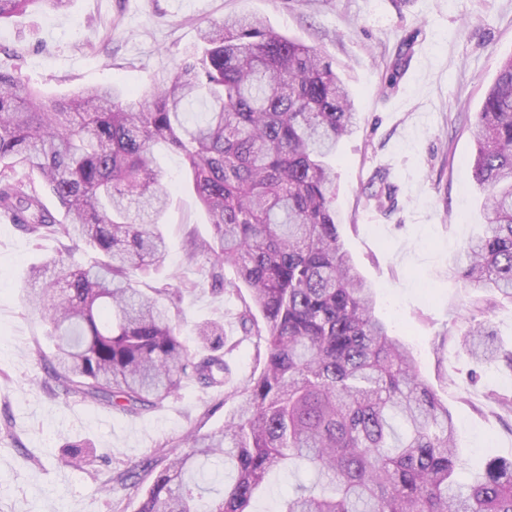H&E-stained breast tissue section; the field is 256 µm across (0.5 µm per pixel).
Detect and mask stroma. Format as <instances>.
I'll list each match as a JSON object with an SVG mask.
<instances>
[{
	"instance_id": "35a3bbf8",
	"label": "stroma",
	"mask_w": 512,
	"mask_h": 512,
	"mask_svg": "<svg viewBox=\"0 0 512 512\" xmlns=\"http://www.w3.org/2000/svg\"><path fill=\"white\" fill-rule=\"evenodd\" d=\"M247 12L271 29L315 47L351 88L358 129L339 147L336 206L345 248L376 291V311L407 341L423 378L447 405L469 470L491 458L512 459V419L491 411L488 392L512 395V370L495 368L471 383L472 360L458 336L473 299L448 278L450 246L475 233L480 195L467 176L470 130L501 60L512 54V0H72L69 9L34 11L0 26V70L16 73L48 98L114 84L144 95L155 75L199 44L198 31ZM414 36L409 65L395 88L385 68ZM173 191L162 230L171 251L144 285L181 288L202 280L206 256L186 262L187 234L211 235L208 217L186 181L183 159L154 149ZM390 167L398 205L381 211L368 184ZM59 243L0 219V512H136L152 481L116 476L152 463L160 448L188 434L221 428L230 407L223 393L186 382L178 395L140 416L114 413L76 397L52 395L38 348L44 327L22 300L31 266ZM236 296L203 289L185 295L176 319L183 334L220 319L241 338ZM86 442L92 467L64 465L62 450ZM303 471L270 473L254 512H273Z\"/></svg>"
}]
</instances>
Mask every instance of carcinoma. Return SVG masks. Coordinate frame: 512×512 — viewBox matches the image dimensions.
I'll list each match as a JSON object with an SVG mask.
<instances>
[{
  "mask_svg": "<svg viewBox=\"0 0 512 512\" xmlns=\"http://www.w3.org/2000/svg\"><path fill=\"white\" fill-rule=\"evenodd\" d=\"M71 0H0V23ZM191 61L159 77L141 100L112 85L48 99L0 70V163L34 181L0 179V215L33 236L67 240L31 268L25 301L47 326L46 385L129 415L160 407L187 380L219 390L227 357L245 340L256 369L226 393L237 404L224 427L189 435L168 459L137 512H252L275 469L313 473L278 512H512V459L495 458L459 481L466 463L448 406L421 376L408 344L375 310L372 286L343 247L336 210L341 141L358 125L352 93L316 49L250 15L200 29ZM389 66L394 86L411 40ZM471 182L483 195V224L454 253L450 276L479 294L487 314L512 302V55L502 61L473 127ZM182 155L211 239L187 237L184 256H209L204 282L184 290L139 288L168 245L161 230L171 188L152 148ZM375 207L397 206L380 172ZM64 210L60 222L42 190ZM94 250L92 267L80 258ZM236 278H224V267ZM208 286L241 294L243 336L207 322L195 348L170 308ZM263 324H258L256 315ZM459 345L478 365L512 367L480 322ZM94 451L66 446L82 470ZM213 476L231 471L222 495L204 500L197 460Z\"/></svg>",
  "mask_w": 512,
  "mask_h": 512,
  "instance_id": "carcinoma-1",
  "label": "carcinoma"
}]
</instances>
